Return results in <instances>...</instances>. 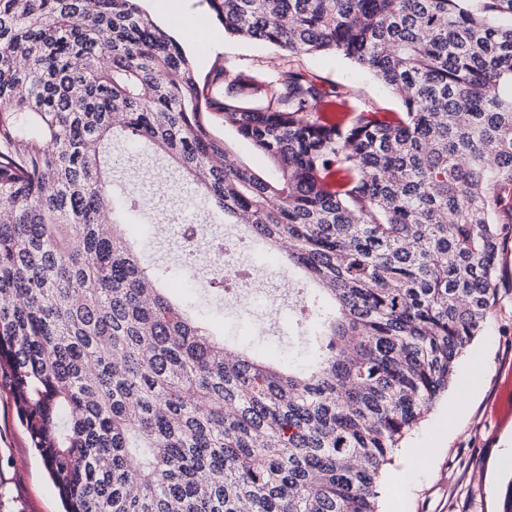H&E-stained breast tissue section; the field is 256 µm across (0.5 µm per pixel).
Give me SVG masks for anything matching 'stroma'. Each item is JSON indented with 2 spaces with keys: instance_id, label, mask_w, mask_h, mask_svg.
<instances>
[{
  "instance_id": "obj_1",
  "label": "stroma",
  "mask_w": 512,
  "mask_h": 512,
  "mask_svg": "<svg viewBox=\"0 0 512 512\" xmlns=\"http://www.w3.org/2000/svg\"><path fill=\"white\" fill-rule=\"evenodd\" d=\"M141 6L171 36L180 37L183 25L214 32V49L180 38L199 74L227 59L264 80L278 64L275 47L225 35L206 0H142ZM300 63L322 77L352 85L360 102L393 112L401 109L398 97L343 58L307 55ZM177 231V225L138 218L126 228L130 237L151 239L147 256L152 264L172 270L181 264ZM211 258L208 241H200L202 273L187 294L216 317V329L273 356L300 355L306 339L294 329L296 300L282 307L275 325L261 317L247 318L230 305H212L214 289L203 273ZM499 274L497 301L482 331L462 352L456 379L394 451L380 479L378 512H504L512 484V426L500 425L493 409L500 396V374L512 370V241L499 257ZM0 512H62L44 462L19 422L14 399L1 384Z\"/></svg>"
}]
</instances>
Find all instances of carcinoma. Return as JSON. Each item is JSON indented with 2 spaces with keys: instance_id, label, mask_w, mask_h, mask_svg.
<instances>
[{
  "instance_id": "obj_1",
  "label": "carcinoma",
  "mask_w": 512,
  "mask_h": 512,
  "mask_svg": "<svg viewBox=\"0 0 512 512\" xmlns=\"http://www.w3.org/2000/svg\"><path fill=\"white\" fill-rule=\"evenodd\" d=\"M276 47L200 78L140 0H0V382L65 512H376L448 390L512 225V0H208ZM335 54L400 112L296 58ZM237 86L221 97L225 83ZM210 109L270 158L232 159ZM124 137L318 285L297 370L231 351L145 271Z\"/></svg>"
}]
</instances>
